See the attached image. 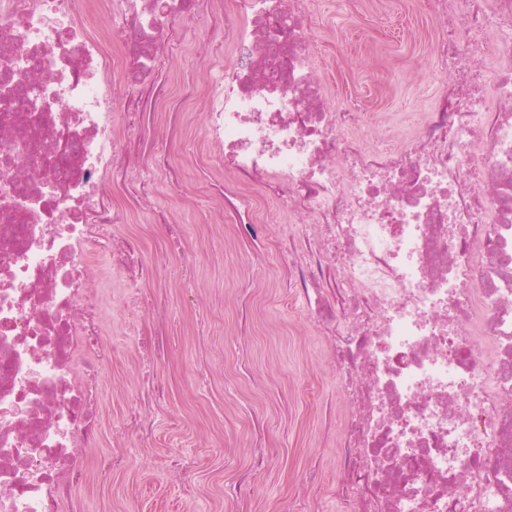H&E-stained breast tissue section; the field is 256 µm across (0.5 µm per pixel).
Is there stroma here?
Listing matches in <instances>:
<instances>
[{"mask_svg":"<svg viewBox=\"0 0 512 512\" xmlns=\"http://www.w3.org/2000/svg\"><path fill=\"white\" fill-rule=\"evenodd\" d=\"M233 2L205 0L178 24L168 57L141 76L145 86L167 87L181 117H147L145 141L129 143L133 155L167 149L171 170L155 175L150 201L126 204L117 231L142 237L161 279L142 286L140 307H124L126 281L109 274L104 251L94 255L91 286L115 355L100 387L103 438L80 454L85 512H344L336 483L346 410L335 356L274 249L295 227L270 201L244 234L205 190L220 152L207 141L211 86L233 62L216 60L208 30ZM309 33L328 102L361 113L355 134L366 148L395 146L444 90L432 53L438 23L424 0H314ZM158 209L180 234L176 247L151 235ZM150 333L168 347L146 368L139 338ZM149 377L167 390L151 438L115 436ZM176 454L191 458L188 474L168 470ZM105 456L127 463L102 483L95 472ZM244 480L250 493L229 495Z\"/></svg>","mask_w":512,"mask_h":512,"instance_id":"stroma-1","label":"stroma"}]
</instances>
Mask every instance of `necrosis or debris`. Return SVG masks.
<instances>
[{
    "label": "necrosis or debris",
    "mask_w": 512,
    "mask_h": 512,
    "mask_svg": "<svg viewBox=\"0 0 512 512\" xmlns=\"http://www.w3.org/2000/svg\"><path fill=\"white\" fill-rule=\"evenodd\" d=\"M108 38L87 20L112 0H0V78H28L51 109L0 103V512H83L81 449L102 435L112 360L90 286V245L138 284L157 279L134 238H106L168 168L130 162L146 135L137 72L186 0H122ZM311 0H236L210 31L232 48L206 114L226 174L224 212L253 224L260 199L297 217L303 247L277 245L328 336L345 384V512H512V0H427L446 91L392 149L352 140L325 99ZM491 57L493 72L478 66ZM127 71L121 123L112 72ZM29 79V78H28ZM494 101H486L487 85ZM76 153L75 170L43 166ZM492 348L478 355L477 340ZM90 364L74 377L72 354Z\"/></svg>",
    "instance_id": "obj_1"
}]
</instances>
